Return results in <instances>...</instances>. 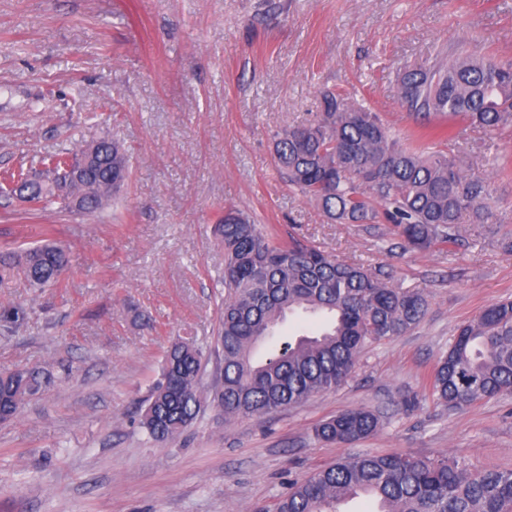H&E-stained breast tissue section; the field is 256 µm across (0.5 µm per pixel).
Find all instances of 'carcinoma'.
<instances>
[{
    "mask_svg": "<svg viewBox=\"0 0 512 512\" xmlns=\"http://www.w3.org/2000/svg\"><path fill=\"white\" fill-rule=\"evenodd\" d=\"M399 99L428 127L425 140L403 146L378 113L333 90L319 95V112L307 125L273 136L274 161L288 186L315 201L340 224H391L412 251L458 241L463 214L490 215L483 182L463 174L460 161L428 145L451 138L462 119L496 129L512 125V62L476 59L461 46L398 82ZM47 177L23 173L0 181L1 195H27L36 202L78 198L77 212L94 213L127 185L129 158L107 137L73 152L44 159ZM77 178L59 180L68 167ZM224 250V316L217 336L223 372L211 401L231 417H261L298 405L342 385L370 343L399 336L427 310L415 290L391 288L388 274L333 258L294 239L263 234L243 211L224 209L214 224ZM63 247L46 244L24 254L20 273L31 288L60 281L67 268ZM297 313L322 321L316 332L259 355L277 328ZM203 348L175 344L151 393L141 424L164 442L198 416ZM43 387L36 369L0 375V409L8 418ZM429 391L450 409L512 394V300L486 307L459 325L430 376ZM380 417L366 408L343 411L318 423L320 441L348 443L373 434ZM366 496L378 512H512V471H470L451 456L366 454L348 458L295 484L276 512H337L347 498Z\"/></svg>",
    "mask_w": 512,
    "mask_h": 512,
    "instance_id": "1",
    "label": "carcinoma"
}]
</instances>
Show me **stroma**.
Returning a JSON list of instances; mask_svg holds the SVG:
<instances>
[{"label": "stroma", "mask_w": 512, "mask_h": 512, "mask_svg": "<svg viewBox=\"0 0 512 512\" xmlns=\"http://www.w3.org/2000/svg\"><path fill=\"white\" fill-rule=\"evenodd\" d=\"M512 61V0H0V171L109 137L132 173L101 212L0 198V255L63 245L69 271L39 291L0 278V373L40 370L47 386L0 423V512H275L293 482L343 458L454 456L512 470V395L461 409L426 379L458 325L512 299V127L458 120L445 144L491 198L459 241L405 250L389 224H338L288 187L277 130L313 120L321 89L366 99L403 144L422 126L398 75L458 43ZM274 239L382 269L421 291L411 330L365 347L340 387L261 417L203 405L165 442L140 407L167 348L214 341L226 206ZM354 408L378 429L346 444L313 427Z\"/></svg>", "instance_id": "35a3bbf8"}]
</instances>
